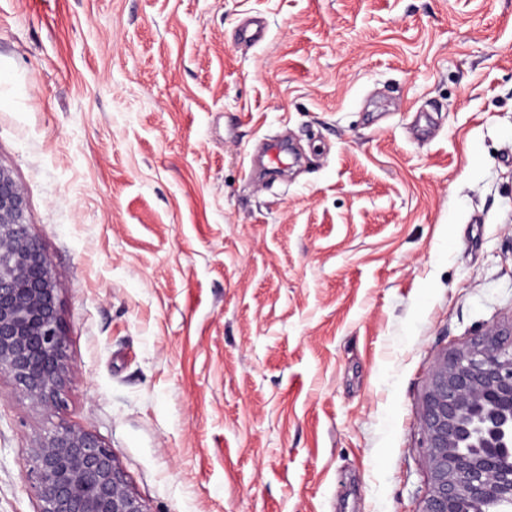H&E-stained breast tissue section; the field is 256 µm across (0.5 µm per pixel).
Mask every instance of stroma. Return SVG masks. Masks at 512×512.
I'll return each instance as SVG.
<instances>
[{
  "label": "stroma",
  "mask_w": 512,
  "mask_h": 512,
  "mask_svg": "<svg viewBox=\"0 0 512 512\" xmlns=\"http://www.w3.org/2000/svg\"><path fill=\"white\" fill-rule=\"evenodd\" d=\"M0 166L69 363L0 512L56 425L148 512H420L434 357L512 327V0H0Z\"/></svg>",
  "instance_id": "35a3bbf8"
}]
</instances>
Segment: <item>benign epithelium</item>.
<instances>
[{
	"mask_svg": "<svg viewBox=\"0 0 512 512\" xmlns=\"http://www.w3.org/2000/svg\"><path fill=\"white\" fill-rule=\"evenodd\" d=\"M23 189L0 167V375L46 413L68 372L56 273L26 222ZM512 329L436 356L422 398L428 487L420 512H492L512 504ZM38 512H149L112 449L59 426L26 459Z\"/></svg>",
	"mask_w": 512,
	"mask_h": 512,
	"instance_id": "obj_1",
	"label": "benign epithelium"
}]
</instances>
